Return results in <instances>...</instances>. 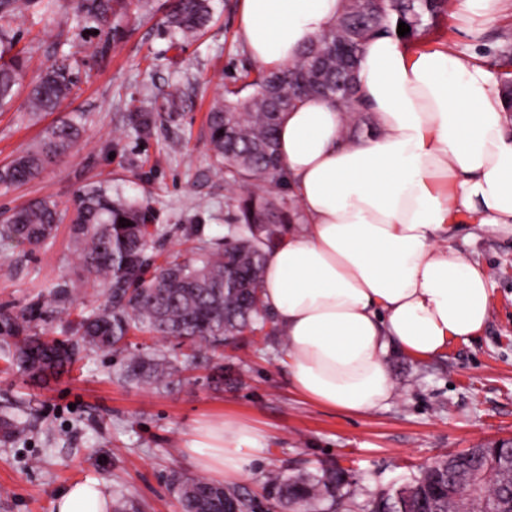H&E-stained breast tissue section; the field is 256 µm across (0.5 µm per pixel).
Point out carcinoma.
Segmentation results:
<instances>
[{"mask_svg": "<svg viewBox=\"0 0 512 512\" xmlns=\"http://www.w3.org/2000/svg\"><path fill=\"white\" fill-rule=\"evenodd\" d=\"M60 0H0V107L13 97L22 71L20 53L11 36L12 22L35 9L42 17L55 12ZM77 17L103 33L112 30L116 5L126 0H73ZM447 0H368L361 21L345 25L358 5L346 9L334 25L302 51L301 57L275 71L260 73L246 84L244 98L229 90L213 103L206 118V139L212 166L230 190L231 220L224 242L197 248L189 260L174 257L156 266L149 250L153 235L146 228V212L133 202L112 198V191L89 187L72 203V232L79 257L88 275L102 280L108 305L81 318L74 338L65 341L29 334L25 316L10 320L15 337L12 361L33 376L61 374L76 361L80 350H124L129 334L148 332L194 346V351L215 352L224 342L265 327L269 320L261 300L262 277L268 251L292 223L291 209L276 193L284 175L277 148L280 115L303 98L322 96L336 101L344 112L358 111L359 89L354 71L369 36L397 34L398 24L410 27L402 37L411 41L428 31L444 11ZM206 0H169L167 24L175 36L187 40L209 22ZM498 83L512 112V44L497 49ZM79 60L64 56L54 61L32 86L28 104L34 112L53 110L75 87L74 69ZM77 139L73 124L50 128L39 147L0 168V184L36 178L46 165L68 152ZM62 213L50 200H36L15 208L0 229L11 237L38 247L52 236ZM126 226H121V223ZM150 278H145L148 270ZM179 372L161 350L128 353L115 372L118 379L162 385ZM512 467L508 448H473L448 454L423 466L407 481L371 501L367 512H399L398 496L417 499L429 488L438 489L424 507L426 512H450L456 498L468 489L473 473L485 476ZM350 474L328 468L316 476L288 478L271 471L265 491L276 506L286 510L308 509L329 502L336 512L349 485ZM181 512H254L253 500L243 492L207 478L177 479ZM485 500L472 504L486 512L506 497L495 481L484 483Z\"/></svg>", "mask_w": 512, "mask_h": 512, "instance_id": "obj_1", "label": "carcinoma"}]
</instances>
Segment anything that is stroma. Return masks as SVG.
I'll return each instance as SVG.
<instances>
[{"instance_id": "stroma-1", "label": "stroma", "mask_w": 512, "mask_h": 512, "mask_svg": "<svg viewBox=\"0 0 512 512\" xmlns=\"http://www.w3.org/2000/svg\"><path fill=\"white\" fill-rule=\"evenodd\" d=\"M212 16L193 39L177 40L165 23L167 0H137L118 9L111 34H91L70 5L51 18H16L17 50L26 63L13 101L0 108V167L34 149L62 122L79 128L74 147L34 180L0 185V213L34 199L69 204L83 187L108 186L112 195L143 204L158 233L156 261L191 256L197 238L222 239L228 192L211 169L205 118L213 99L240 89L258 63L237 28L238 0H210ZM458 0H450L433 29L411 50L447 47L494 69L503 36L512 37V0L494 20L466 34ZM80 60L75 94L51 112H34L28 93L63 54ZM179 88L185 105L168 121L165 97ZM450 243L484 263L492 312L479 336L450 341L437 358L393 351L387 363L395 396L387 406L349 414L302 400L288 382L285 346L246 336L222 355L188 359L182 379L167 385L115 377L121 358L83 353L72 370L34 383L8 354L15 339L4 316L25 315L30 329L60 340L74 336L80 314L105 303L87 279L69 224L34 248L0 239V512H51L71 483H104L128 512H180L175 476H196L183 444L206 421L242 420L267 436L240 488L262 500L271 470L293 476L328 465L350 469L358 504L422 464L469 448L512 447V230L460 224ZM65 303H58V296ZM223 362V388L209 385L212 363Z\"/></svg>"}]
</instances>
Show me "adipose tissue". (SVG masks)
<instances>
[{"instance_id": "adipose-tissue-1", "label": "adipose tissue", "mask_w": 512, "mask_h": 512, "mask_svg": "<svg viewBox=\"0 0 512 512\" xmlns=\"http://www.w3.org/2000/svg\"><path fill=\"white\" fill-rule=\"evenodd\" d=\"M346 0H239V34L268 68L294 62ZM376 136L354 139L335 102L309 96L278 126V151L302 221L267 256L262 302L286 338L294 390L359 414L394 395L386 357L440 355L491 314L486 268L456 250L459 214L512 224V116L490 73L448 49L410 53L382 35L357 71ZM262 430L207 422L183 446L202 473L231 484L266 451ZM53 512H108L94 480L71 484Z\"/></svg>"}]
</instances>
